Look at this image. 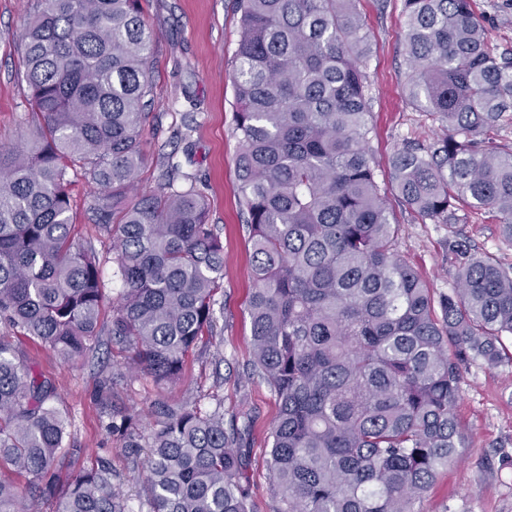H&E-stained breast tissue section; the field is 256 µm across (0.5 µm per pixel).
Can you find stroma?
I'll return each mask as SVG.
<instances>
[{
    "label": "stroma",
    "mask_w": 512,
    "mask_h": 512,
    "mask_svg": "<svg viewBox=\"0 0 512 512\" xmlns=\"http://www.w3.org/2000/svg\"><path fill=\"white\" fill-rule=\"evenodd\" d=\"M139 4L157 44L151 62L156 106L144 131L148 161L137 174V188L144 193L156 189L161 172L156 152L162 147L204 195L209 220L218 225L224 243V308L216 313L223 342L217 349L199 345L185 360L180 380L163 389L147 374L128 370L129 352L114 344H102L69 364L27 339H20L18 346L29 364L52 379L53 403L70 420L59 485L106 461L128 512H147L146 473L120 437L113 435V413L130 415L145 433L154 423L151 410L158 399L190 401L206 411L220 398L225 420H232L240 408L252 411V428L244 442L245 474L255 512H275L279 494L266 458L267 435L278 403L266 384L246 377L251 359L246 312L251 253L246 217L236 196L235 99L230 79L239 16L234 0H139ZM35 6L36 0H0V147L23 143L38 121L19 46L23 23ZM358 8L371 49L366 69L374 127L370 146L390 221L397 226V253L438 295L454 285L448 244L456 232L470 236L479 252L512 264V248L504 247L500 227L490 215H469L456 229L422 218L399 201L389 178L388 158L405 138H427L433 126L406 98L403 0H359ZM474 9L483 20L489 46L512 53V0H474ZM69 180L74 236L98 254L105 283L101 321L108 326L122 290L112 241L98 228L96 188L89 175L80 170ZM107 375L112 378V403L106 410L100 404L99 382ZM457 413L466 433L461 460L440 470L419 505L421 512H512V364L492 368L476 362L463 368Z\"/></svg>",
    "instance_id": "stroma-1"
}]
</instances>
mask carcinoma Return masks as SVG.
I'll use <instances>...</instances> for the list:
<instances>
[{
	"label": "carcinoma",
	"mask_w": 512,
	"mask_h": 512,
	"mask_svg": "<svg viewBox=\"0 0 512 512\" xmlns=\"http://www.w3.org/2000/svg\"><path fill=\"white\" fill-rule=\"evenodd\" d=\"M358 0H237L233 85L240 207L255 285L249 376L279 404L267 466L277 512H420L436 473L459 462L462 367L512 362V264L464 239L448 249L456 286L434 297L395 250L376 180ZM473 0H404L410 104L446 131L389 160L413 212L459 224L487 211L512 246V151L491 131L512 112V57L489 47ZM21 40L43 122L0 148V320L67 362L99 343V260L72 236L70 171H87L123 284L111 341L158 384L215 336L224 244L178 166L135 192L152 117L156 38L138 0H37ZM54 384L0 336V512H30L8 476L57 499L56 512H126L105 461L56 482L68 419ZM148 512H251L244 408L155 404ZM124 447L141 434L112 415Z\"/></svg>",
	"instance_id": "carcinoma-1"
}]
</instances>
